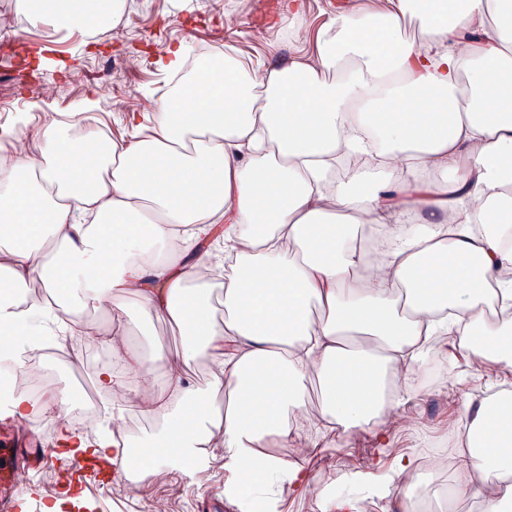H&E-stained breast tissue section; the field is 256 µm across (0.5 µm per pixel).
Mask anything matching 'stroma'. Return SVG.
Instances as JSON below:
<instances>
[{
    "mask_svg": "<svg viewBox=\"0 0 512 512\" xmlns=\"http://www.w3.org/2000/svg\"><path fill=\"white\" fill-rule=\"evenodd\" d=\"M290 2L182 0L177 5L173 0H127L124 26L112 37L98 40L91 51L77 53L83 33L64 30L55 35L60 56L49 58L33 51L15 69L0 71V128L11 125L17 111L33 101L44 99L53 111L70 113L93 99L97 106L86 123L116 138L130 136L129 115L144 112L149 95L168 85L156 61L173 45L210 49L229 44L244 61L271 64L310 53L319 25L328 20L337 0H303L306 22L300 31L288 22ZM105 83L112 86L107 97L99 93ZM448 375L465 379V387H440L439 379ZM493 384L491 376L467 364L464 357L428 360L416 376L418 396L404 406L414 426L396 434L393 448L428 453L430 443L455 432L466 408H478L482 391ZM391 450L377 449L367 434L323 440L319 454L308 463L313 490L328 483L339 497L360 499V492L340 484V477L358 464L366 469L377 462L390 466ZM206 467L203 478L186 468L168 467L136 488L113 476L94 480L73 501L67 495L66 476L55 467L31 466L21 480L37 507L59 499L62 512H152L159 501L167 504L168 512H204L206 503L224 499V488L233 480L222 457H211ZM313 490L281 492L278 512H321Z\"/></svg>",
    "mask_w": 512,
    "mask_h": 512,
    "instance_id": "stroma-1",
    "label": "stroma"
}]
</instances>
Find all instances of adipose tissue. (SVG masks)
I'll return each mask as SVG.
<instances>
[{"mask_svg":"<svg viewBox=\"0 0 512 512\" xmlns=\"http://www.w3.org/2000/svg\"><path fill=\"white\" fill-rule=\"evenodd\" d=\"M124 10L16 0L22 23L53 31L107 28ZM217 56L222 70L132 117V139L43 101L0 129V354L23 351L55 310L70 333L89 307L167 319L180 348L154 344L149 360L111 339L95 377L154 429L120 445L61 415L59 445L123 464L145 448L157 470L219 449L236 478L284 472L304 493L315 437L368 432L390 447L440 337L512 376V0H350L313 58ZM365 132L374 157L332 179ZM392 217L414 225L367 248V229ZM202 359L201 387L188 372ZM284 445L293 458L275 455ZM457 447L460 492L512 512V393L464 415ZM347 477L389 512H409L408 491L436 492L413 451L385 482Z\"/></svg>","mask_w":512,"mask_h":512,"instance_id":"1","label":"adipose tissue"}]
</instances>
